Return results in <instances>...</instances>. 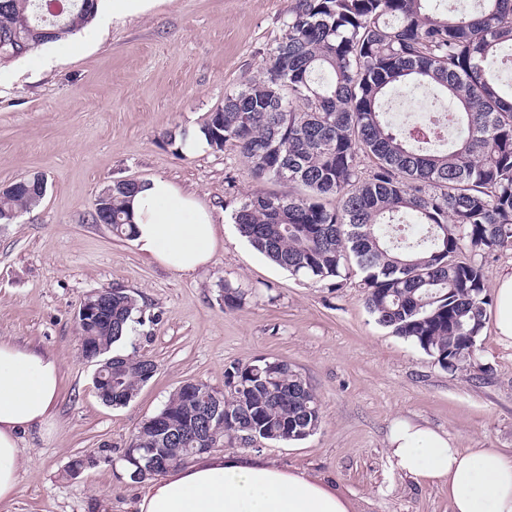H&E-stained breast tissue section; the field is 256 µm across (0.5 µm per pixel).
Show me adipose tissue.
Segmentation results:
<instances>
[{"label": "adipose tissue", "mask_w": 512, "mask_h": 512, "mask_svg": "<svg viewBox=\"0 0 512 512\" xmlns=\"http://www.w3.org/2000/svg\"><path fill=\"white\" fill-rule=\"evenodd\" d=\"M133 241L162 266L189 273L210 263L218 246L213 212L193 192L154 177L130 200ZM61 361L0 340V502L18 482L21 433L46 425L59 392ZM387 455L393 469L448 489L451 512H512V458L493 448H462L428 425L395 421ZM138 512H348L320 481L259 458L200 455L151 481Z\"/></svg>", "instance_id": "obj_1"}]
</instances>
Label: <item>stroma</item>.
<instances>
[{"label": "stroma", "mask_w": 512, "mask_h": 512, "mask_svg": "<svg viewBox=\"0 0 512 512\" xmlns=\"http://www.w3.org/2000/svg\"><path fill=\"white\" fill-rule=\"evenodd\" d=\"M291 0H158L145 14L102 22L99 39L48 44L0 67V188L39 173L35 209L0 224V339L57 355L60 392L49 426L23 434L18 482L0 512H136L147 485L123 451L182 384L223 389L233 363L282 360L315 391L320 429L301 441L242 447L321 481L348 512H450L447 490L392 469L387 436L398 419L454 436L462 448L512 455V346L487 320L478 340L485 379L448 373L379 325L359 273L341 287L291 275L242 239L231 216L253 192L303 195L256 179L234 146L185 150L190 132L255 76L282 34ZM173 181L212 209L220 237L192 273L143 256L133 240L90 220L115 180ZM246 298L226 307L220 286ZM118 287L139 306L115 353L157 370L126 406L102 403L84 359L75 312L92 291ZM96 467L67 473L81 455Z\"/></svg>", "instance_id": "obj_1"}]
</instances>
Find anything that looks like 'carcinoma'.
Instances as JSON below:
<instances>
[{
  "instance_id": "carcinoma-1",
  "label": "carcinoma",
  "mask_w": 512,
  "mask_h": 512,
  "mask_svg": "<svg viewBox=\"0 0 512 512\" xmlns=\"http://www.w3.org/2000/svg\"><path fill=\"white\" fill-rule=\"evenodd\" d=\"M445 0H293L260 74L224 94L202 132L215 152L231 144L258 179L303 187V197L252 193L232 214L255 250L315 281L362 274L379 324L412 341L443 370L477 367L491 299L472 257L512 249V0H480L470 13ZM97 0H0V66L84 30ZM52 30L48 35L44 30ZM426 85L447 98L459 135L422 143L392 123L384 104L397 87ZM375 161L368 176L358 159ZM136 186L112 182L94 221L133 238L127 207ZM336 198L327 208L321 199ZM26 191L0 192V220L40 205ZM136 300L112 289L110 312L79 327L107 355L126 335ZM120 374L101 401L122 407L152 378L147 358L115 356ZM137 430L128 457L163 463L197 448L202 411L224 399L219 440L300 441L322 422L319 400L290 365L266 359L227 370L224 392L188 384Z\"/></svg>"
}]
</instances>
